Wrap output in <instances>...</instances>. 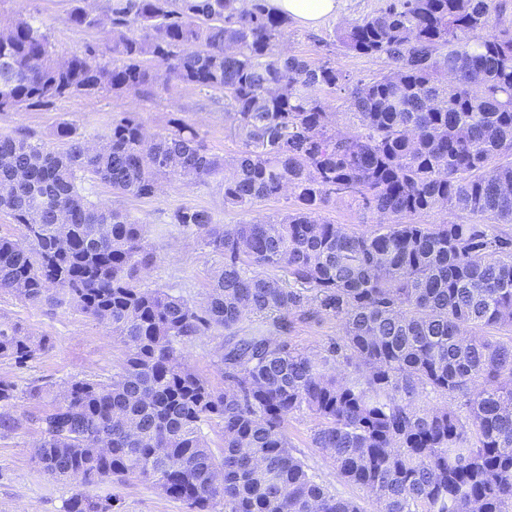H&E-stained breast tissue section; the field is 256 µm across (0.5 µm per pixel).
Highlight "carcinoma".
<instances>
[{
    "label": "carcinoma",
    "instance_id": "carcinoma-1",
    "mask_svg": "<svg viewBox=\"0 0 512 512\" xmlns=\"http://www.w3.org/2000/svg\"><path fill=\"white\" fill-rule=\"evenodd\" d=\"M503 11L498 0H385L336 33L346 52L387 59L363 82L283 51L290 20L267 0H107L101 17L77 5L67 22L107 23L109 37L68 56L36 18L0 9V114L145 96L161 79L224 96L241 143L218 157L179 117L149 139L131 112L89 137L61 122V152L0 135V213L18 230L0 236V294L70 305L121 344L106 380L54 393L0 377V434L35 427L33 458L73 484L64 512H119V498L85 487L131 477L189 512H512V237L494 228L512 223V162H495L512 155ZM329 93L349 102L351 129H338ZM211 180L226 209L288 193L294 207L241 224L201 207L172 213L220 258L198 304L144 286L157 261L145 225L84 194L97 181L151 198L165 181ZM338 197L384 223L321 219ZM438 209L489 223L417 222ZM325 318L341 329L326 347L289 340ZM215 335L222 388L181 356ZM51 348L0 320V359L22 369ZM429 395L442 403L421 404ZM22 398L37 412L17 414ZM298 413L372 510L316 480L288 438ZM205 426L221 433L218 455Z\"/></svg>",
    "mask_w": 512,
    "mask_h": 512
}]
</instances>
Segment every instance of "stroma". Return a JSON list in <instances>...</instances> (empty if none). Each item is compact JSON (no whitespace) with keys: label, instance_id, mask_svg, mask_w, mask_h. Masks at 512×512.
<instances>
[{"label":"stroma","instance_id":"1","mask_svg":"<svg viewBox=\"0 0 512 512\" xmlns=\"http://www.w3.org/2000/svg\"><path fill=\"white\" fill-rule=\"evenodd\" d=\"M382 2L342 0L339 14L317 28L290 24L282 46L310 63L329 61L338 64L354 79L370 80L386 70L385 59L345 53L335 33L346 23L375 12ZM73 6L74 0H5L0 7L43 20L56 50L61 53L79 51L89 42H106V27L77 28L67 23ZM120 112L136 113L151 133L161 131L175 112L199 129L212 153L229 158L240 149L224 119L223 97L184 84L167 91L158 88L145 97L75 96L47 109L0 115V134L31 131L51 146L55 143L53 131L60 121H72L80 133L89 135L102 132L113 115ZM90 198L126 210L144 224L147 242L158 257L145 276L146 285L183 295L194 302L203 300L217 259L202 249L194 235L171 223L172 212L182 206L204 207L214 212L219 223L236 224L258 217L275 218L288 206L286 197L282 196L259 201L247 212L225 209L224 190L215 181L196 186L181 182L168 184L150 199L118 197L110 187L96 183L90 188ZM0 319L21 323L36 335L49 336L53 342L49 351L26 368L19 369L10 361L0 360V377H9L22 388L33 381L58 386L75 377H109L120 354L117 342L104 327L67 305L53 309L32 306L6 295L0 297ZM223 343V337L203 336L183 349L186 362L218 388L223 387L224 381L214 361ZM314 425L309 415L292 416L288 436L293 446L302 452L320 483L337 495L365 502L364 492L341 481L334 467L312 446L310 435ZM36 438L29 425L10 436H0V512H63L72 486L53 479L37 465L32 457ZM109 491L120 496L123 512H187L182 504L136 480L110 489L103 486L98 489L102 495Z\"/></svg>","mask_w":512,"mask_h":512}]
</instances>
